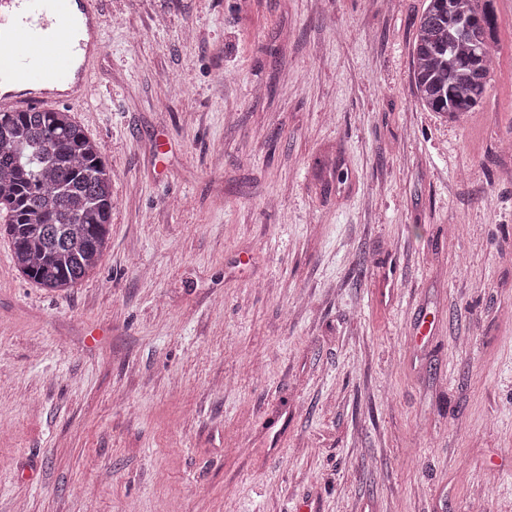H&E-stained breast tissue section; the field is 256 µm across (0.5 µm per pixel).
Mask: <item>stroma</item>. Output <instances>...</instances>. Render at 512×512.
I'll return each mask as SVG.
<instances>
[{"mask_svg": "<svg viewBox=\"0 0 512 512\" xmlns=\"http://www.w3.org/2000/svg\"><path fill=\"white\" fill-rule=\"evenodd\" d=\"M482 104L425 0H100L96 270L0 236V512H512V0ZM427 1L414 44L413 79L424 108L455 120L484 99L496 15L492 0Z\"/></svg>", "mask_w": 512, "mask_h": 512, "instance_id": "35a3bbf8", "label": "stroma"}]
</instances>
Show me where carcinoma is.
Segmentation results:
<instances>
[{
  "instance_id": "obj_1",
  "label": "carcinoma",
  "mask_w": 512,
  "mask_h": 512,
  "mask_svg": "<svg viewBox=\"0 0 512 512\" xmlns=\"http://www.w3.org/2000/svg\"><path fill=\"white\" fill-rule=\"evenodd\" d=\"M492 0H428L413 79L421 105L452 120L483 101L496 29ZM112 170L68 111L0 112V234L42 288H72L109 235Z\"/></svg>"
}]
</instances>
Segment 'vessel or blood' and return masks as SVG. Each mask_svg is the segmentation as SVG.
Here are the masks:
<instances>
[{"mask_svg": "<svg viewBox=\"0 0 512 512\" xmlns=\"http://www.w3.org/2000/svg\"><path fill=\"white\" fill-rule=\"evenodd\" d=\"M0 11V82L22 84L19 92H0V110L26 112L56 101L44 89L47 76L71 87L70 105L84 103L91 84L90 68L102 50L100 33L91 40L76 37L70 22V0H5Z\"/></svg>", "mask_w": 512, "mask_h": 512, "instance_id": "obj_1", "label": "vessel or blood"}]
</instances>
